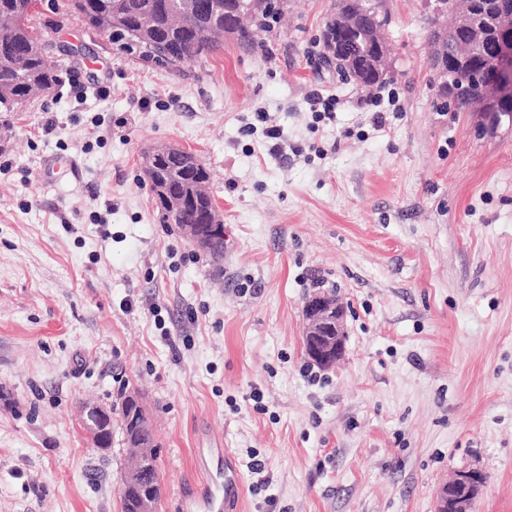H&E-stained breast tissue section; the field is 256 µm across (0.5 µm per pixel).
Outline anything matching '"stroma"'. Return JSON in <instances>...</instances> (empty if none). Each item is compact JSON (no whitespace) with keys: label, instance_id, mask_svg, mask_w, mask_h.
<instances>
[{"label":"stroma","instance_id":"obj_1","mask_svg":"<svg viewBox=\"0 0 512 512\" xmlns=\"http://www.w3.org/2000/svg\"><path fill=\"white\" fill-rule=\"evenodd\" d=\"M334 8L290 0L264 45L228 34L176 68L76 16L47 34L60 82L0 129V512H121V430L97 449L79 410L123 392L153 430L156 512L201 485L198 448L233 456L239 512H436L470 466L474 512H512V119L440 111L429 0H382L384 84L340 81ZM156 144L209 172L221 263L161 223ZM318 288L345 307L328 369L303 344Z\"/></svg>","mask_w":512,"mask_h":512}]
</instances>
